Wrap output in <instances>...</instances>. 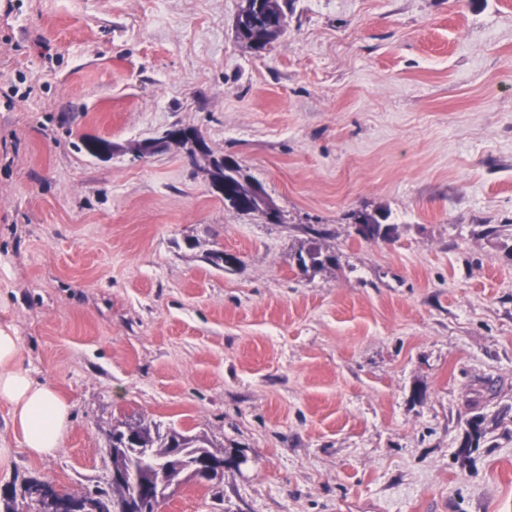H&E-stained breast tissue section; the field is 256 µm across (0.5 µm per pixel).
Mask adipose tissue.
I'll return each instance as SVG.
<instances>
[{
	"mask_svg": "<svg viewBox=\"0 0 512 512\" xmlns=\"http://www.w3.org/2000/svg\"><path fill=\"white\" fill-rule=\"evenodd\" d=\"M22 345L11 327H0V404L9 409L14 433L30 456L59 450L69 428L71 405L20 366Z\"/></svg>",
	"mask_w": 512,
	"mask_h": 512,
	"instance_id": "obj_1",
	"label": "adipose tissue"
}]
</instances>
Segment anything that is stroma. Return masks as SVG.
<instances>
[{
	"label": "stroma",
	"mask_w": 512,
	"mask_h": 512,
	"mask_svg": "<svg viewBox=\"0 0 512 512\" xmlns=\"http://www.w3.org/2000/svg\"><path fill=\"white\" fill-rule=\"evenodd\" d=\"M241 6L0 0V326L72 406L34 459L0 405V512L108 489L129 417L247 459L158 512H512V0H291L260 52ZM174 126L267 210L133 158ZM387 215L371 214L359 211L354 213L353 219L356 225L357 234L364 240L370 241L378 237H385L388 232V224H383L387 220ZM361 225V227H360ZM296 263L301 270L306 271L308 268L335 265L336 258L333 255L324 254L321 248L315 242H312L298 252Z\"/></svg>",
	"instance_id": "obj_1"
}]
</instances>
